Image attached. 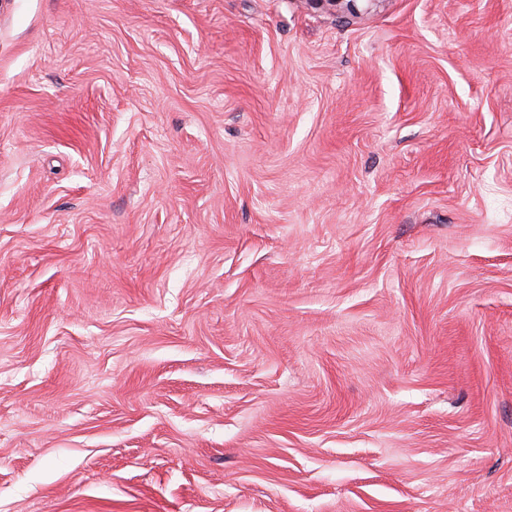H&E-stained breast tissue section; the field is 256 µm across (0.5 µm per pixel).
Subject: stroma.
Instances as JSON below:
<instances>
[{"instance_id": "stroma-1", "label": "stroma", "mask_w": 512, "mask_h": 512, "mask_svg": "<svg viewBox=\"0 0 512 512\" xmlns=\"http://www.w3.org/2000/svg\"><path fill=\"white\" fill-rule=\"evenodd\" d=\"M0 512H512V0H0Z\"/></svg>"}]
</instances>
